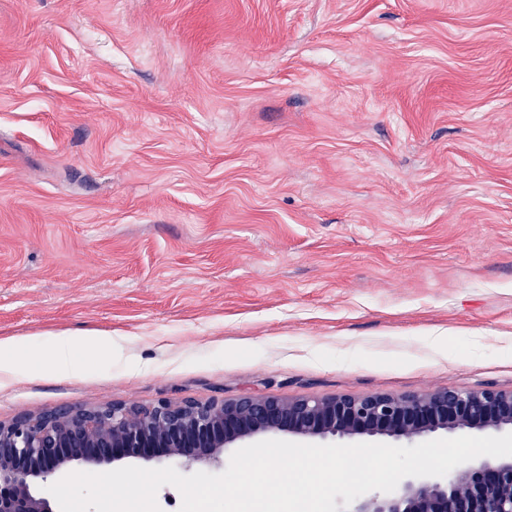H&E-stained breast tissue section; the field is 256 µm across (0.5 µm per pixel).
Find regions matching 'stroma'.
<instances>
[{
    "label": "stroma",
    "instance_id": "1",
    "mask_svg": "<svg viewBox=\"0 0 512 512\" xmlns=\"http://www.w3.org/2000/svg\"><path fill=\"white\" fill-rule=\"evenodd\" d=\"M1 341L3 423L512 390V0H0ZM54 347L59 366L68 373H77L81 368V353L93 347L111 351L112 338L111 336L62 337L57 340Z\"/></svg>",
    "mask_w": 512,
    "mask_h": 512
}]
</instances>
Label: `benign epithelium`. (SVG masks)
Here are the masks:
<instances>
[{"label": "benign epithelium", "instance_id": "benign-epithelium-1", "mask_svg": "<svg viewBox=\"0 0 512 512\" xmlns=\"http://www.w3.org/2000/svg\"><path fill=\"white\" fill-rule=\"evenodd\" d=\"M512 433V390L232 401L153 407H60L0 423V512H55L35 488L74 465L161 458L224 464V450L282 434L318 445L387 439L410 446L438 432ZM348 512H512V456L472 460L444 477H406Z\"/></svg>", "mask_w": 512, "mask_h": 512}]
</instances>
